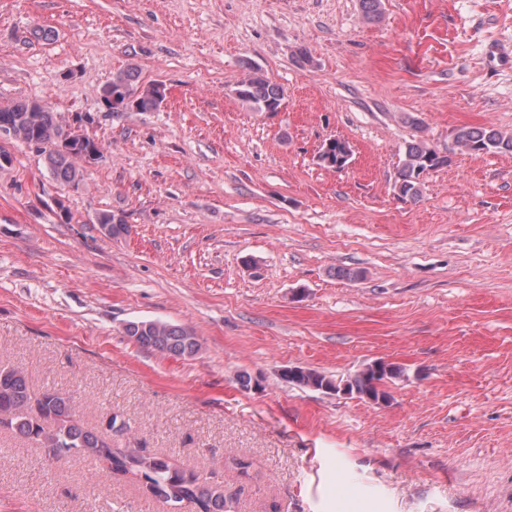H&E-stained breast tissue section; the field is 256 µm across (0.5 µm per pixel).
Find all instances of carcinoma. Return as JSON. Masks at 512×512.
<instances>
[{
    "label": "carcinoma",
    "instance_id": "obj_1",
    "mask_svg": "<svg viewBox=\"0 0 512 512\" xmlns=\"http://www.w3.org/2000/svg\"><path fill=\"white\" fill-rule=\"evenodd\" d=\"M359 2L366 21L375 22L381 18L382 0ZM107 86H120L135 94L136 112H153L161 106L153 86L140 82L135 64L114 74ZM239 100L256 112H277L283 106L284 92L261 70L253 68ZM0 124L30 128V134L23 142L28 145L34 141L40 143L36 151L43 156L49 174L57 182L72 188L79 187L83 180L82 165L76 155L86 156L90 164L100 154L98 142L82 133L76 135L71 149L55 148L54 139L60 133V120L51 107H41L37 101L18 100L1 105ZM455 143L461 151L471 155L512 154V133L492 125L461 127L455 133ZM448 162V156L440 154L427 141L409 142L395 180L397 196L402 200H418L424 176L448 165ZM98 217L99 223L112 225L111 236L128 233V225L121 220L115 221L112 212L101 211ZM125 333L142 348L173 356L192 357L201 348L191 329L159 320L132 321L126 325ZM403 374L402 367L383 363L378 374L369 365L345 379L337 380L304 367L297 372L284 373L281 378L314 391L333 388L335 382H343L352 397L380 399L387 403L392 398L386 390L388 382ZM0 429L38 443L46 449L48 458L53 462L79 454L101 466L111 478H134L149 496L172 509L185 505L193 512H232L233 497L224 491V482L215 479L214 474L198 473L168 456L150 454L142 448L121 444L119 437L130 429V425L110 411L102 416L100 428L85 427L77 418L73 395L56 388L34 391L24 370L17 365H0Z\"/></svg>",
    "mask_w": 512,
    "mask_h": 512
}]
</instances>
